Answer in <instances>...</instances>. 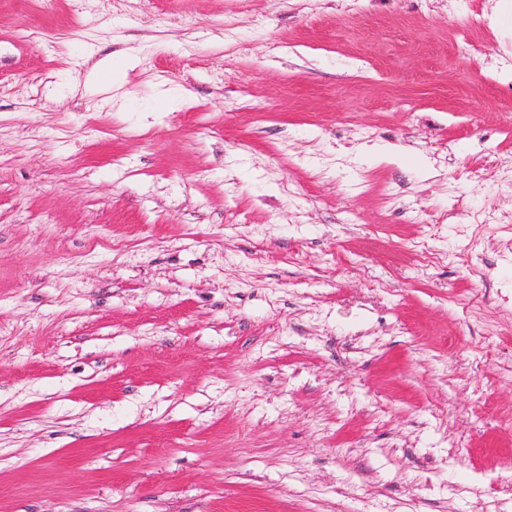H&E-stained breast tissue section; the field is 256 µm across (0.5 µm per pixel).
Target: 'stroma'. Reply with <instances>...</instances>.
I'll return each mask as SVG.
<instances>
[{
    "label": "stroma",
    "mask_w": 512,
    "mask_h": 512,
    "mask_svg": "<svg viewBox=\"0 0 512 512\" xmlns=\"http://www.w3.org/2000/svg\"><path fill=\"white\" fill-rule=\"evenodd\" d=\"M510 157L512 0H0V512L512 503Z\"/></svg>",
    "instance_id": "1"
}]
</instances>
